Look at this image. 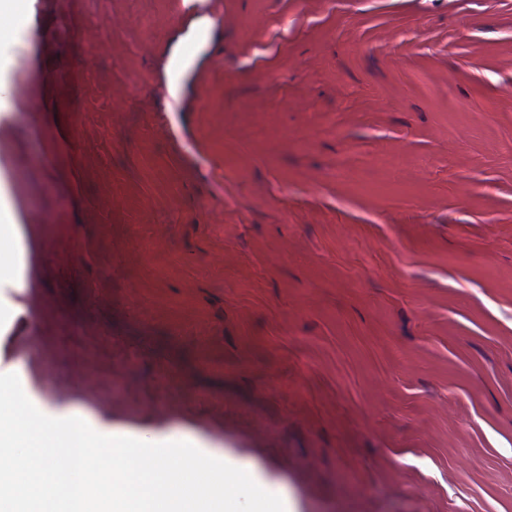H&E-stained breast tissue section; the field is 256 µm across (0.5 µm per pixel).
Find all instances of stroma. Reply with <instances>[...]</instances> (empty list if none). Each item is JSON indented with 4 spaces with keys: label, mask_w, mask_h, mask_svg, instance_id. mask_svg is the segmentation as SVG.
Segmentation results:
<instances>
[{
    "label": "stroma",
    "mask_w": 512,
    "mask_h": 512,
    "mask_svg": "<svg viewBox=\"0 0 512 512\" xmlns=\"http://www.w3.org/2000/svg\"><path fill=\"white\" fill-rule=\"evenodd\" d=\"M206 2L0 37V371L285 512H512V0ZM0 223V284L4 280L19 282L23 279L17 251L19 231L17 224L11 221L7 209H2L1 199Z\"/></svg>",
    "instance_id": "obj_1"
}]
</instances>
